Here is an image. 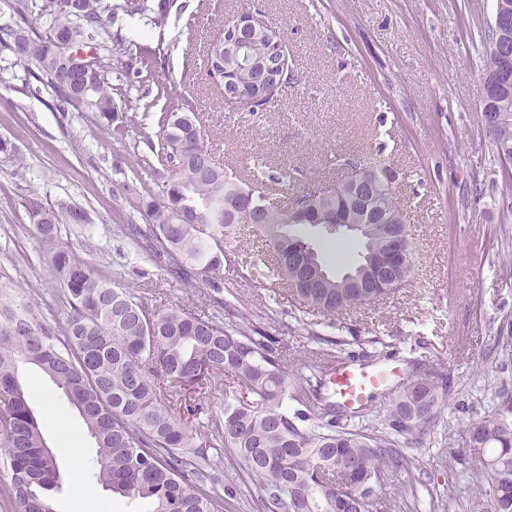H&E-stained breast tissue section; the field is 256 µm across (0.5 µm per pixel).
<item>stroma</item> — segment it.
<instances>
[{
	"instance_id": "stroma-1",
	"label": "stroma",
	"mask_w": 512,
	"mask_h": 512,
	"mask_svg": "<svg viewBox=\"0 0 512 512\" xmlns=\"http://www.w3.org/2000/svg\"><path fill=\"white\" fill-rule=\"evenodd\" d=\"M166 22L146 27L118 14L110 64L117 117L100 124L89 112L55 108L49 89L27 81L0 49V140L17 161H0V286L23 292L63 321L66 301L24 206L38 195L84 208L89 221L65 224L61 241L112 284L164 306L190 304L203 286L171 277L147 261L145 242L122 233L141 224L142 195L162 197L155 158L132 117L139 91L149 90L152 113L182 95L203 116L226 168L255 182L285 171L296 192L331 189L355 162L386 164L398 173L399 199L413 248L404 288L348 312L335 327L316 323L292 300L256 290L235 271L224 273V301L263 319L285 323V368L305 375L317 337L346 341L348 356L382 339L380 363L412 373L409 360L448 374L440 419L407 456L423 481L399 489L391 512H428L431 495L473 512L469 460L462 450L469 421L505 410L512 396V358L491 348L500 328H512V212L493 138L481 114L483 42L494 0H170ZM260 10L284 36L294 79L257 112L225 100L203 72V52L225 17ZM33 391L61 477L55 512H78L73 485L89 478L93 439L65 395L40 369H22ZM66 412L68 436L48 416ZM78 445L84 466L68 451Z\"/></svg>"
}]
</instances>
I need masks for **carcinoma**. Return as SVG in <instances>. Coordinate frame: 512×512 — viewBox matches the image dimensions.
<instances>
[{
	"mask_svg": "<svg viewBox=\"0 0 512 512\" xmlns=\"http://www.w3.org/2000/svg\"><path fill=\"white\" fill-rule=\"evenodd\" d=\"M158 26L166 0H12L0 12V47L14 64L49 88L61 109L92 112L102 124L114 120L112 71L104 52L112 42L117 10ZM40 21L43 33L29 26ZM96 54L91 74L71 81L69 56ZM206 75L223 85L224 64L205 51ZM512 116V85L489 107ZM497 157L512 181V122L493 126ZM142 138L167 173L165 195L142 201L146 220L134 232L149 241L151 258L175 278L195 280L213 291L207 307L150 306L138 292L106 281L95 268L59 244L60 225L85 224L76 207L25 201L48 249L68 305L63 325L38 317L29 298L0 289V463L10 472L9 497L18 512H53L49 492L59 487L56 461L23 387L19 367H39L82 418L96 443L93 478L125 498L147 502L148 512H226L233 497L201 484L208 451L239 459L264 512H385L390 478L415 480L394 437L411 444L435 426L448 393L438 369L411 377L391 393L372 424L365 409L337 406L327 378L344 362L340 342L317 337L319 350L308 374L293 380L285 370L280 341L237 310H224V269L233 268L258 288L282 289L292 301L331 319L378 300L326 282L319 288L292 284L311 265H327L320 250H298L287 174L253 186L224 170L197 114L173 109ZM361 215H404L394 181L379 170L369 176ZM253 196L266 223L250 224L266 243L270 267L261 270L226 241L242 199ZM353 183L316 197L306 218L349 213ZM224 393V408L204 409L196 396ZM478 512H512V418L485 413L468 426L463 442Z\"/></svg>",
	"mask_w": 512,
	"mask_h": 512,
	"instance_id": "obj_1",
	"label": "carcinoma"
}]
</instances>
